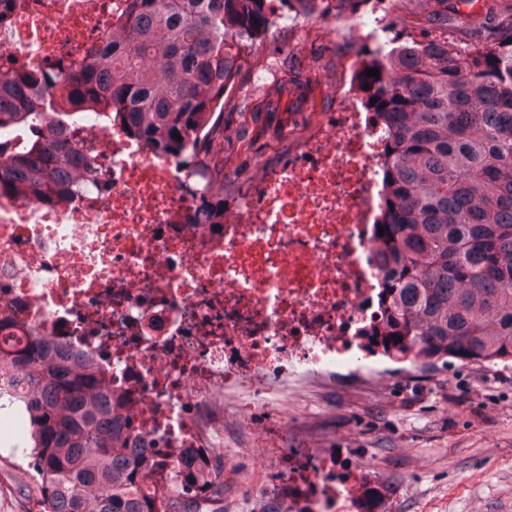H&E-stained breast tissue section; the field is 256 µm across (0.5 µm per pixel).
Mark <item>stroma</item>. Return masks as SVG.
Returning a JSON list of instances; mask_svg holds the SVG:
<instances>
[{
	"mask_svg": "<svg viewBox=\"0 0 512 512\" xmlns=\"http://www.w3.org/2000/svg\"><path fill=\"white\" fill-rule=\"evenodd\" d=\"M395 31L421 38L445 32L469 42V23L438 25L444 0H392ZM339 36L314 23L276 27L246 51L244 73L268 72L249 99L224 97L241 113L226 127L217 157L224 189L260 178L283 152L303 117L331 104V87L354 55ZM299 421L327 447L344 449L383 480L379 512H512V364L409 367L386 362L379 371H337L334 381L307 386ZM34 471L25 453L0 447V512H36Z\"/></svg>",
	"mask_w": 512,
	"mask_h": 512,
	"instance_id": "stroma-1",
	"label": "stroma"
}]
</instances>
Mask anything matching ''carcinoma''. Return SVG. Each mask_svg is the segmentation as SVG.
I'll use <instances>...</instances> for the list:
<instances>
[{"label":"carcinoma","instance_id":"cac0c4a2","mask_svg":"<svg viewBox=\"0 0 512 512\" xmlns=\"http://www.w3.org/2000/svg\"><path fill=\"white\" fill-rule=\"evenodd\" d=\"M266 0H129L124 20L77 65L37 79L0 75V125L48 97L121 114L158 152L219 174L212 140L224 137V94L241 50L276 26ZM320 0H280L315 20ZM478 37H395L370 55L373 112L392 130L385 168L384 274L393 293L394 354L412 365L512 362V5L487 11ZM180 139L173 138V134ZM96 175L72 135L46 132L29 158L0 161V185L65 194L76 168ZM38 331L0 348V390L17 395L29 431L38 512H224L170 490L145 496V447L114 443L112 397L73 354Z\"/></svg>","mask_w":512,"mask_h":512}]
</instances>
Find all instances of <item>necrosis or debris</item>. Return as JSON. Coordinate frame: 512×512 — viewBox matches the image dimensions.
Returning a JSON list of instances; mask_svg holds the SVG:
<instances>
[{
  "label": "necrosis or debris",
  "instance_id": "1",
  "mask_svg": "<svg viewBox=\"0 0 512 512\" xmlns=\"http://www.w3.org/2000/svg\"><path fill=\"white\" fill-rule=\"evenodd\" d=\"M0 21V72L75 62L122 20L126 0H16ZM389 0L350 18L348 38L386 47ZM80 43L54 41L76 23ZM365 62L332 87L258 183L228 195L221 178L160 154L120 115L46 99L26 125L0 127V159L28 155L34 128L63 125L101 168L79 191L43 199L0 189V344L45 329L81 356L112 396L124 435L146 437L145 464L203 502L206 477L232 468L226 437L254 449L252 499L277 512H371L373 479L310 438L283 446L300 385L362 370L387 342L392 293L382 270L384 170L391 134L369 112ZM216 199L209 218L198 207Z\"/></svg>",
  "mask_w": 512,
  "mask_h": 512
}]
</instances>
